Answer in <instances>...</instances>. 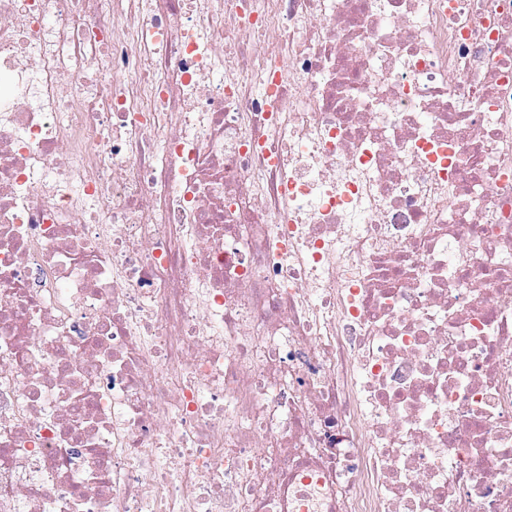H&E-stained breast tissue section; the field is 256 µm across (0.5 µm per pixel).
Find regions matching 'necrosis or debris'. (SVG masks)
Segmentation results:
<instances>
[{"label": "necrosis or debris", "instance_id": "necrosis-or-debris-1", "mask_svg": "<svg viewBox=\"0 0 512 512\" xmlns=\"http://www.w3.org/2000/svg\"><path fill=\"white\" fill-rule=\"evenodd\" d=\"M0 512H512V0H0Z\"/></svg>", "mask_w": 512, "mask_h": 512}]
</instances>
